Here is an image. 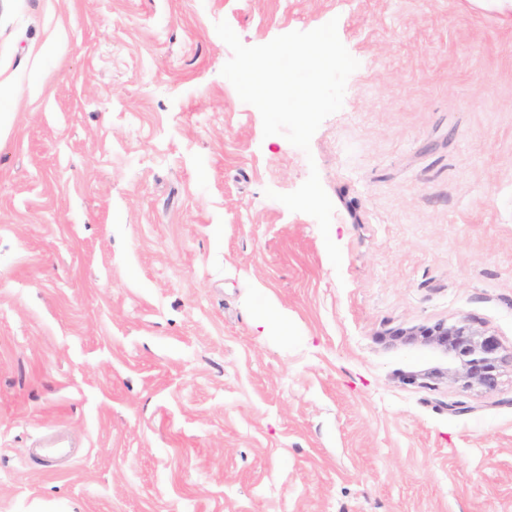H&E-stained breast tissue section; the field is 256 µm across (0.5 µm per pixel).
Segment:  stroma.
Here are the masks:
<instances>
[{"label": "stroma", "instance_id": "stroma-1", "mask_svg": "<svg viewBox=\"0 0 512 512\" xmlns=\"http://www.w3.org/2000/svg\"><path fill=\"white\" fill-rule=\"evenodd\" d=\"M333 19L360 66L305 152L215 25ZM313 168L326 237L265 195ZM461 318L512 352V11L0 0V512H512V367L411 385L442 361L390 338Z\"/></svg>", "mask_w": 512, "mask_h": 512}]
</instances>
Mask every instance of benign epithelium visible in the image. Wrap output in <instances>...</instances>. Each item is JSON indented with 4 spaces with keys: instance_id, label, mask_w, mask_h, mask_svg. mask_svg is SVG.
<instances>
[{
    "instance_id": "7a95c632",
    "label": "benign epithelium",
    "mask_w": 512,
    "mask_h": 512,
    "mask_svg": "<svg viewBox=\"0 0 512 512\" xmlns=\"http://www.w3.org/2000/svg\"><path fill=\"white\" fill-rule=\"evenodd\" d=\"M392 338L405 344H417L453 363L446 370L433 368L414 373L408 377L410 383L420 379H446L466 389L493 392L499 384L500 369L507 362L496 336L467 319L441 320L430 326L398 329L392 333Z\"/></svg>"
}]
</instances>
